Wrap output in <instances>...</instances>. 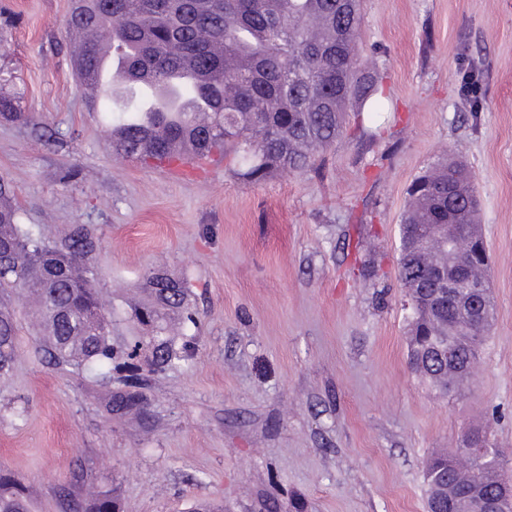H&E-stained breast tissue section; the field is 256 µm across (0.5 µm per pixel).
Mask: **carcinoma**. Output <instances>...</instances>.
<instances>
[{
  "instance_id": "carcinoma-1",
  "label": "carcinoma",
  "mask_w": 512,
  "mask_h": 512,
  "mask_svg": "<svg viewBox=\"0 0 512 512\" xmlns=\"http://www.w3.org/2000/svg\"><path fill=\"white\" fill-rule=\"evenodd\" d=\"M112 15V56L121 60L113 84L134 87L148 74L162 82L189 63L199 78L174 98L203 108L172 122L168 113L123 112L107 128L124 139L112 153L148 164L173 158V148L194 143L203 160L214 156L232 167L237 178L259 183L277 171L304 170L345 129L347 112L357 106L375 111L383 99L379 81L360 69L357 46L362 17L360 0H86L70 18L80 34L78 65L95 62L97 19ZM0 115L26 120L18 101L0 96ZM410 203L400 225L398 277L405 295L418 308L411 312L408 360L413 370L443 393L457 390L441 377L451 369L475 364L477 350L494 320L471 321L458 310L428 305L432 295L428 262L448 255L438 243L428 252L416 231L425 224H473L478 215L471 176L453 159L437 161L409 189ZM96 238L73 225L51 247L19 223L11 191L0 184V291H20L34 302L39 341L57 365H77L112 379L111 311L96 287L87 257ZM157 302L178 307L185 299L184 276L148 277ZM17 323L0 303V374L16 356ZM452 337L454 361L444 365L431 350L434 341ZM127 375L128 390L109 397L107 412L136 405L137 389L151 375ZM456 455L436 454L426 466L427 503L477 500L494 496L503 485L500 462L458 472ZM65 512H115L112 490L95 488L82 497L64 498ZM0 512H27L20 481L0 476Z\"/></svg>"
}]
</instances>
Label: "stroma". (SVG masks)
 Returning <instances> with one entry per match:
<instances>
[{
  "label": "stroma",
  "mask_w": 512,
  "mask_h": 512,
  "mask_svg": "<svg viewBox=\"0 0 512 512\" xmlns=\"http://www.w3.org/2000/svg\"><path fill=\"white\" fill-rule=\"evenodd\" d=\"M73 0H0V181L22 224L101 236L90 262L112 309L111 379L44 357L26 301L0 376V475L29 512L111 485L119 512H427L424 468L482 427L512 473V0H362V69L391 108L374 143L350 130L317 170L253 184L205 163L177 177L114 159L107 115L71 59ZM483 73L467 111L466 68ZM475 178L495 325L470 387L439 394L407 362L397 274L407 190L438 158ZM188 279L154 321L150 272ZM188 348L113 414L128 367Z\"/></svg>",
  "instance_id": "stroma-1"
}]
</instances>
